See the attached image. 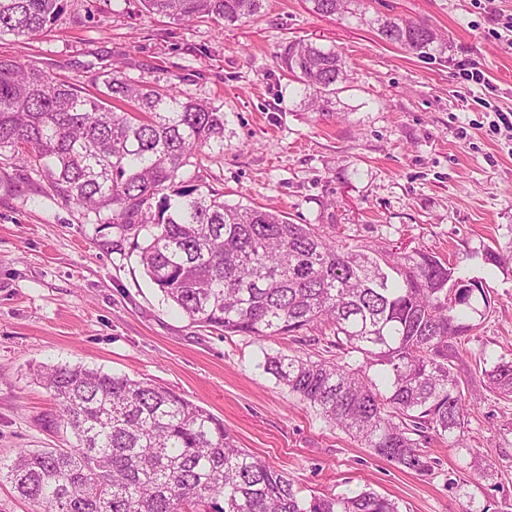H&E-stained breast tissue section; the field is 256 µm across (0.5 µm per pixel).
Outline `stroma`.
Here are the masks:
<instances>
[{
    "instance_id": "obj_1",
    "label": "stroma",
    "mask_w": 512,
    "mask_h": 512,
    "mask_svg": "<svg viewBox=\"0 0 512 512\" xmlns=\"http://www.w3.org/2000/svg\"><path fill=\"white\" fill-rule=\"evenodd\" d=\"M379 15L426 22L447 52L422 58L382 41L368 24ZM510 21L512 0H362L358 12L330 17L309 0H265L258 15L224 27L150 15L141 0H61L47 31L1 38L0 58L87 93L115 68L213 102L224 110V146L202 148L185 184L335 229L351 249L420 247L486 281L494 310L457 365L470 378L477 360L512 348V138L493 128L512 113ZM298 39L336 48L348 65V86L326 111L304 110L281 67ZM467 71L483 81L464 80ZM150 233L97 223L54 197L38 170L0 157V461L64 446L59 408L36 374L83 365L207 409L305 497L371 489L401 512L512 504V400L482 391L464 447H425L429 474L377 457L263 369L265 354L314 358L318 346L227 335L173 309L139 263ZM489 250L504 267L486 261ZM479 453L492 465L476 476Z\"/></svg>"
}]
</instances>
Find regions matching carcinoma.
Here are the masks:
<instances>
[{"mask_svg":"<svg viewBox=\"0 0 512 512\" xmlns=\"http://www.w3.org/2000/svg\"><path fill=\"white\" fill-rule=\"evenodd\" d=\"M61 0H0V36H34ZM177 21L234 24L263 0H141ZM317 15L356 0H309ZM380 38L425 57L448 51L429 25L377 18ZM282 65L308 109L346 88L336 49L288 44ZM85 93L30 64L0 60V155L41 170L62 203L101 224L153 232L145 274L189 320L258 338L320 333L336 357L266 355L264 369L374 455L424 475L433 438L462 444L473 381L456 374L470 313L493 291L456 287L454 265L427 250L343 249L314 224H295L224 193L176 186L204 147H224V111L175 88L130 84L113 71ZM178 200H172V196ZM483 385L512 400V350L477 366ZM40 384L73 441L22 450L6 477L32 512H400L369 489L306 498L292 479L238 446L224 423L176 392L81 365L44 366Z\"/></svg>","mask_w":512,"mask_h":512,"instance_id":"1","label":"carcinoma"}]
</instances>
